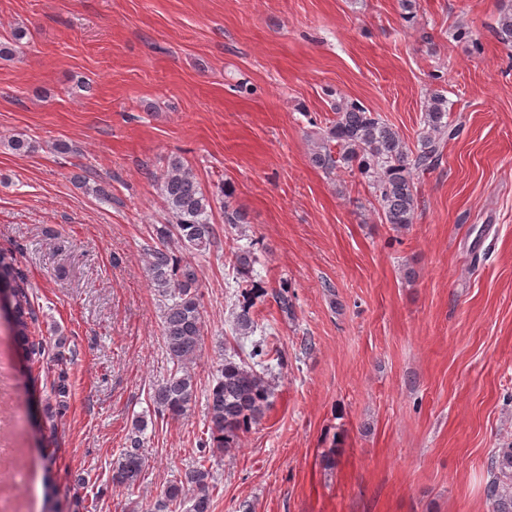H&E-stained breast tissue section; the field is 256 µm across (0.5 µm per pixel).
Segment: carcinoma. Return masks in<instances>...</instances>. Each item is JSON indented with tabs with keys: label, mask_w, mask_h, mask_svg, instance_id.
Listing matches in <instances>:
<instances>
[{
	"label": "carcinoma",
	"mask_w": 512,
	"mask_h": 512,
	"mask_svg": "<svg viewBox=\"0 0 512 512\" xmlns=\"http://www.w3.org/2000/svg\"><path fill=\"white\" fill-rule=\"evenodd\" d=\"M497 37L512 47V3L499 19ZM336 118L315 143L312 163L332 174L353 169L372 179L375 198L385 223L405 228L414 223L418 209L415 176L436 169L447 142L456 134L448 121V100L440 93L428 95L424 106L423 131L416 145L409 146L399 131L358 100H342L336 105ZM159 191L171 220L157 229L159 245L149 249L147 274L151 286L164 299L162 341L172 363L170 373L150 394L154 410L172 419L186 414L196 398L197 383L190 365L201 347L203 324L198 277L195 268L174 254L177 246L188 251L205 252L215 237L210 222L213 198L201 189L191 169L182 159H171L159 182ZM224 223H247L246 212L222 202ZM254 257L246 249L232 252V268L239 274L251 271ZM13 257L0 251V288L12 291L13 340L39 355L42 346L30 340L34 317L33 302L24 288L15 284ZM255 320L249 307L234 313L233 332L249 336ZM264 349H254L248 359L239 361L224 355L215 383L207 393L209 422L207 432L219 452L235 448L241 435L249 432L265 414L274 394L272 382L256 370L263 365ZM68 394L65 370L54 381L46 412L62 405ZM142 440L134 439L112 460V485L133 489L145 469L140 452ZM490 479L485 493L492 512H512V443H506L490 456ZM211 470L199 463L187 471L184 479L168 484L154 505V512H211L214 485Z\"/></svg>",
	"instance_id": "carcinoma-1"
}]
</instances>
